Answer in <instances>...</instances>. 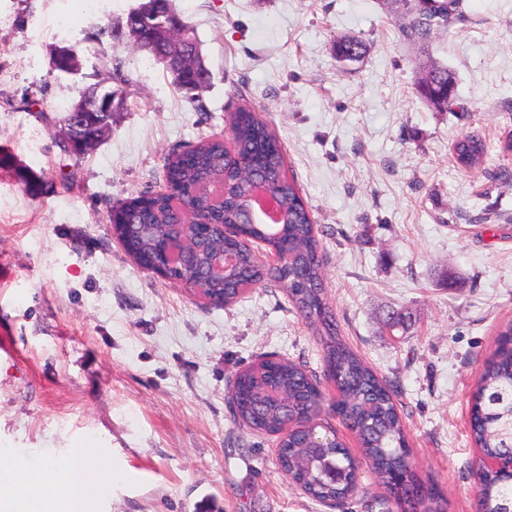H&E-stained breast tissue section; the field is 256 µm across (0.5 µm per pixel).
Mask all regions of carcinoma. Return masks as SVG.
<instances>
[{"instance_id": "1", "label": "carcinoma", "mask_w": 512, "mask_h": 512, "mask_svg": "<svg viewBox=\"0 0 512 512\" xmlns=\"http://www.w3.org/2000/svg\"><path fill=\"white\" fill-rule=\"evenodd\" d=\"M460 0H434L425 19L401 23L404 37L427 43L431 31H448L459 18ZM336 52L357 59L366 53L362 40L352 37L336 42ZM210 71L194 72L193 87L172 80L191 102L207 88ZM229 124L233 152L224 139L212 137L185 150L166 164L173 185L170 193L127 200L129 224L245 223L251 188L237 181L239 159L250 161L265 173L271 195L282 205L288 223L277 233L256 221L245 236L236 239L211 235L203 251L195 255L185 274L201 273L210 254L222 249L235 251L237 268L222 284H212L216 298L230 305L249 288L288 281L294 308L321 346L325 367L334 376L336 399L329 413L340 418L358 441L362 458L354 456L336 432L320 424L288 422L322 409L319 381L305 365L280 358L251 364L236 373L232 392L236 396L234 419L255 432L278 437V464L306 495L345 503L358 486L360 460L371 466L387 494L401 510L447 512L448 501L431 480L423 481L413 470L411 450L391 385L380 379L342 336L329 306L324 284L323 262L316 224L294 179L285 169L283 145L277 133L257 113L240 109L231 113ZM489 144L475 135L454 141L452 155L466 170L480 168ZM260 240L288 255V265L276 267L257 259L249 243ZM470 436L482 457L500 463L497 469L479 468L477 508L507 510L512 505V323L498 332L496 347L486 361L470 400Z\"/></svg>"}]
</instances>
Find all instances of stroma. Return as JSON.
Here are the masks:
<instances>
[{"mask_svg": "<svg viewBox=\"0 0 512 512\" xmlns=\"http://www.w3.org/2000/svg\"><path fill=\"white\" fill-rule=\"evenodd\" d=\"M138 0H0V449L33 465L112 451L91 512H399L369 469L344 505L277 465V439L234 420L238 370L277 355L323 375L321 347L281 285L215 307L144 272L112 237L113 207L165 187V164L263 115L316 222L328 302L343 336L392 384L414 469L448 512H476L481 453L469 400L512 322V0H462L430 45L406 39L386 0H175L202 44L204 111L147 54L110 34ZM356 36L360 61L334 43ZM81 71L53 72L55 49ZM462 108L431 111L427 59ZM113 61L126 82L100 145L74 160L55 125ZM490 144L484 169L451 155ZM26 170L33 184L20 182ZM437 67L438 68H437L436 75L433 78V81L429 84L434 85L435 88L439 89V88H443V87H448V82H450L451 88L454 90L455 101L453 99L452 101L448 102V108L442 109L432 98L421 94L419 92V88L425 84H428V82L425 80V78L421 72L419 73V77H418V81H417V90H418L419 95L425 100L427 105L430 106L431 108H433L435 111H437V112H443V110L451 111V110H453V106H455L456 102H457L456 81H455L453 74L448 70L447 66L439 65ZM489 144L475 135H465L454 141L452 155L457 165L466 170L480 168L488 156Z\"/></svg>", "mask_w": 512, "mask_h": 512, "instance_id": "obj_1", "label": "stroma"}]
</instances>
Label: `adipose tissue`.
I'll list each match as a JSON object with an SVG mask.
<instances>
[{
	"label": "adipose tissue",
	"mask_w": 512,
	"mask_h": 512,
	"mask_svg": "<svg viewBox=\"0 0 512 512\" xmlns=\"http://www.w3.org/2000/svg\"><path fill=\"white\" fill-rule=\"evenodd\" d=\"M111 473L108 448H83L78 456L37 468L0 452V512H87L89 488Z\"/></svg>",
	"instance_id": "1"
}]
</instances>
